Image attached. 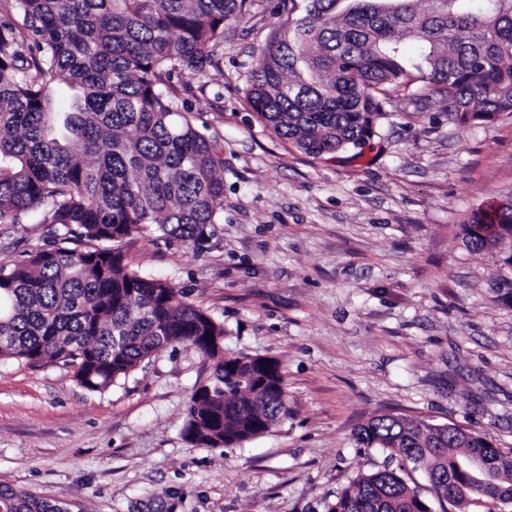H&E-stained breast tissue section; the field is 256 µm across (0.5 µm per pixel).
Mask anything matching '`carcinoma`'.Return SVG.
Segmentation results:
<instances>
[{
    "mask_svg": "<svg viewBox=\"0 0 512 512\" xmlns=\"http://www.w3.org/2000/svg\"><path fill=\"white\" fill-rule=\"evenodd\" d=\"M304 15L255 57L248 99L280 138L314 156L362 146L391 90L448 100L461 125L512 115V0H303ZM253 0H14L28 32L0 22V224L32 221L53 240L0 262V360L61 364L104 392L153 354L189 343L213 363L193 393L185 436L210 448L245 442L288 413L276 365L267 384H241L250 355L224 358V324L169 282L129 268L123 247L157 225L196 249L223 221L224 158L194 124L172 81L217 67L224 25ZM408 40L425 53L409 59ZM73 91L56 111L45 77ZM495 224L487 238L479 227ZM468 245L512 239V201L463 225ZM388 465L359 475L329 512H441L478 497L459 463L484 447L476 433L384 415L356 433ZM496 468L512 487V448ZM421 469L429 497L403 474ZM0 512H71L63 498L0 484Z\"/></svg>",
    "mask_w": 512,
    "mask_h": 512,
    "instance_id": "obj_1",
    "label": "carcinoma"
}]
</instances>
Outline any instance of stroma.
Segmentation results:
<instances>
[{
  "mask_svg": "<svg viewBox=\"0 0 512 512\" xmlns=\"http://www.w3.org/2000/svg\"><path fill=\"white\" fill-rule=\"evenodd\" d=\"M292 21L254 0L224 27L220 66L174 82L224 159V220L205 251L155 229L131 268L224 324V356L281 368L288 413L222 448L186 440L211 361L181 344L105 392L68 368L0 361V483L74 512H328L386 456L355 434L380 415L455 424L512 448V252L461 226L512 199V116L462 126L437 93L393 94L358 154H304L247 101L255 55ZM0 224V260L44 246Z\"/></svg>",
  "mask_w": 512,
  "mask_h": 512,
  "instance_id": "obj_1",
  "label": "stroma"
}]
</instances>
